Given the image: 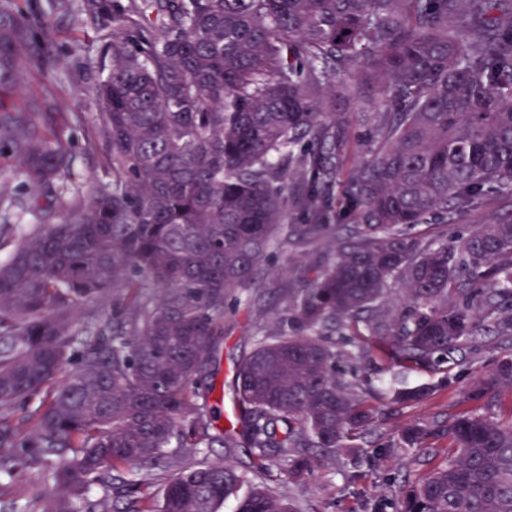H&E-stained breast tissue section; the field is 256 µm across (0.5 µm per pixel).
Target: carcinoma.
I'll list each match as a JSON object with an SVG mask.
<instances>
[{
	"label": "carcinoma",
	"mask_w": 512,
	"mask_h": 512,
	"mask_svg": "<svg viewBox=\"0 0 512 512\" xmlns=\"http://www.w3.org/2000/svg\"><path fill=\"white\" fill-rule=\"evenodd\" d=\"M105 41L108 74L85 150L111 177L84 195L53 90L66 76L54 22L72 15ZM379 90L354 133L336 100L345 76ZM370 157L345 167L351 141ZM0 478L41 464L74 512L99 484L112 512H299L222 462L184 466L169 448L237 438L265 470L280 456L296 483L320 456L359 461L379 408L375 342L437 382L390 391L396 404L448 386L480 336L512 341V212L459 222L512 199V0H0ZM38 226L24 230L15 210ZM301 218L302 224L293 220ZM438 221L446 233L416 227ZM320 244L309 263L301 247ZM300 282L259 326L237 366L235 426L217 429L224 322L253 304L257 273ZM401 302L390 304L395 290ZM99 306L78 314L89 301ZM512 388V358L468 392ZM32 404L29 431L11 419ZM451 451L407 486L394 512H512V418L477 410L414 424L387 447ZM163 466L158 506L126 472Z\"/></svg>",
	"instance_id": "obj_1"
}]
</instances>
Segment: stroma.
<instances>
[{
    "instance_id": "1",
    "label": "stroma",
    "mask_w": 512,
    "mask_h": 512,
    "mask_svg": "<svg viewBox=\"0 0 512 512\" xmlns=\"http://www.w3.org/2000/svg\"><path fill=\"white\" fill-rule=\"evenodd\" d=\"M55 28L60 42L68 45L76 41L83 47L80 65L70 71L58 93L71 114L67 135L75 154L76 180L87 189L107 177L101 152L88 154L84 151L96 111L94 87L106 69L100 61V42L90 24L71 17L56 22ZM296 280L297 276L293 273L279 279L263 271L258 273L256 309L239 306L224 338L218 379L226 386L225 399L233 397L230 384L235 366L242 356L251 351L256 326L269 321L271 311L283 303L282 288ZM508 354L512 355V342L488 339L482 351L468 355L460 369L458 381L448 389L421 402L406 405H392L387 399H378L382 413L372 430L370 445L362 450L364 460L357 477L353 479L346 476L348 459L341 452L326 460L299 484L289 482L288 464L281 459L269 471L254 472L250 469L246 448L225 449L216 446L208 449L207 454L210 459L229 462L244 472L248 484L264 483L293 499L301 512H375L378 502L387 503L398 497L405 480L426 475L438 463L437 458L422 451L384 455L382 443L396 437L405 426L413 423L444 426L459 412L475 408L490 412L502 420L512 418V389H497L478 401L467 397L470 384L485 375L497 358ZM53 494L52 481L46 478L44 470L35 466L17 473L10 482L11 499L18 506L31 508L32 512H43Z\"/></svg>"
}]
</instances>
